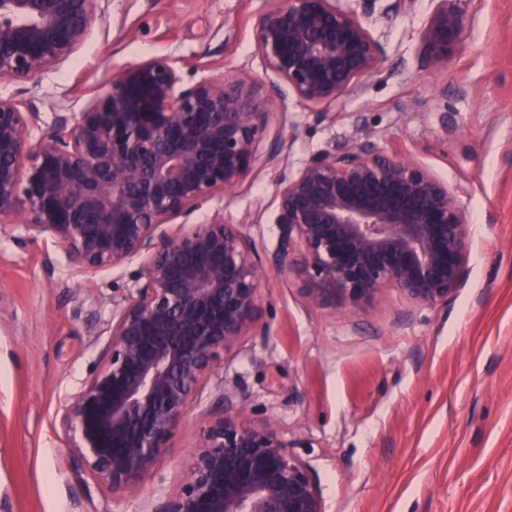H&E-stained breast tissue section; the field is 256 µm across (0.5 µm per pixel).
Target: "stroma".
<instances>
[{"mask_svg": "<svg viewBox=\"0 0 512 512\" xmlns=\"http://www.w3.org/2000/svg\"><path fill=\"white\" fill-rule=\"evenodd\" d=\"M265 0H112L68 61L23 82L0 78L41 115L79 111L121 68L175 61L185 82L246 68L263 82L254 24ZM433 0L366 21L379 73L320 108L271 97V125L249 175L214 193L190 223L239 225L263 258L279 242L276 178L367 141L411 153L459 198L472 248L448 303L413 307L399 292L352 313L306 297L269 271L267 332L245 336L200 386L135 494L74 467L58 408L101 362L112 316L138 286V262L88 273L21 214L0 233V512H151L185 483L203 412L224 385L246 418L271 419L306 461L327 512H512V0H470L446 67L420 63Z\"/></svg>", "mask_w": 512, "mask_h": 512, "instance_id": "35a3bbf8", "label": "stroma"}]
</instances>
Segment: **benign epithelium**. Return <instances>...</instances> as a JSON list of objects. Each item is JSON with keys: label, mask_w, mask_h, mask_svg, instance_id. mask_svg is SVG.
I'll list each match as a JSON object with an SVG mask.
<instances>
[{"label": "benign epithelium", "mask_w": 512, "mask_h": 512, "mask_svg": "<svg viewBox=\"0 0 512 512\" xmlns=\"http://www.w3.org/2000/svg\"><path fill=\"white\" fill-rule=\"evenodd\" d=\"M109 2L0 0V77L22 82L67 61ZM434 2L421 37L430 70L448 65L465 22L464 0ZM255 33L276 78L268 89L248 69L187 86L175 62L150 58L119 70L111 91L80 111L57 113L37 139L39 113L0 96V217L21 211L33 239L61 245L86 272L140 260L101 366L58 410L74 464L114 491L136 489L153 470L224 351L266 331L267 266L333 310L393 291L434 307L462 283L472 239L461 189L373 145L281 170L279 244L265 264L237 224L164 229L250 172L270 95L330 105L375 76L384 55L338 0H268ZM205 417L187 481L153 512H326L273 422L243 418L226 389Z\"/></svg>", "instance_id": "obj_1"}]
</instances>
